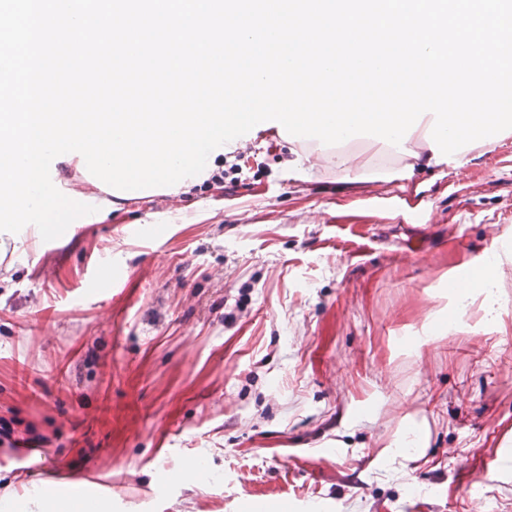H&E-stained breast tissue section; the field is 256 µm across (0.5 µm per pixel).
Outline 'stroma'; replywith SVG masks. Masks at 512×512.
<instances>
[{
	"instance_id": "obj_1",
	"label": "stroma",
	"mask_w": 512,
	"mask_h": 512,
	"mask_svg": "<svg viewBox=\"0 0 512 512\" xmlns=\"http://www.w3.org/2000/svg\"><path fill=\"white\" fill-rule=\"evenodd\" d=\"M348 148L388 176L300 178L269 128L214 157L235 192L0 232V512L48 476L106 512H512V467L486 476L512 444V296L500 326L424 337L442 276L512 249V135L410 175ZM193 457L214 480L160 484Z\"/></svg>"
}]
</instances>
